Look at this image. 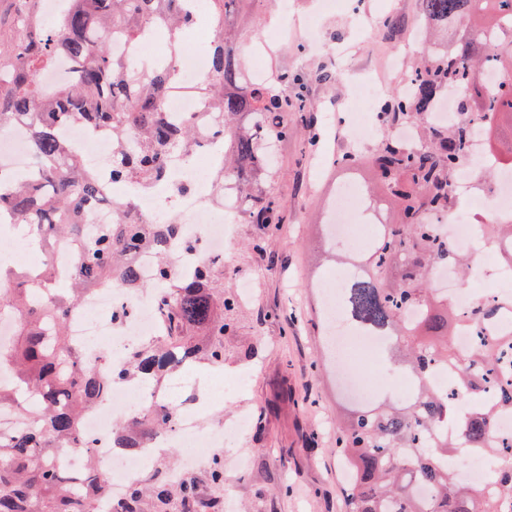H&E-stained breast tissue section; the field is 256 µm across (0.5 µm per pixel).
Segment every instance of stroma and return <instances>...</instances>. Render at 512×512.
<instances>
[{
	"label": "stroma",
	"mask_w": 512,
	"mask_h": 512,
	"mask_svg": "<svg viewBox=\"0 0 512 512\" xmlns=\"http://www.w3.org/2000/svg\"><path fill=\"white\" fill-rule=\"evenodd\" d=\"M235 0L224 18L228 48L250 70L251 52L263 46L268 75L298 77L312 109L292 112L296 132L276 145V164L261 189L279 204L280 225L252 224L238 215L232 224L224 289L247 284L233 329L224 333V375L241 378L237 392L215 402L204 364L186 370L206 426L246 413L241 437L224 442L226 498L215 499L206 471L196 472L202 496L217 512H343L347 478L336 456L339 394L336 372L322 356L323 339L312 328L321 314L319 283L332 278L329 259L339 248L325 238L326 207L348 176H374L371 156L384 137L376 130L358 139L340 133L333 118L347 107L349 83L371 75L397 92L427 45L415 34L420 0H359L318 11L317 0ZM333 73L330 81L321 80ZM356 153L354 171L329 166L317 175L318 156Z\"/></svg>",
	"instance_id": "35a3bbf8"
}]
</instances>
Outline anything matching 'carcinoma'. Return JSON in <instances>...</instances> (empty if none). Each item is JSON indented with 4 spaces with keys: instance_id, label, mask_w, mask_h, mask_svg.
I'll use <instances>...</instances> for the list:
<instances>
[{
    "instance_id": "carcinoma-1",
    "label": "carcinoma",
    "mask_w": 512,
    "mask_h": 512,
    "mask_svg": "<svg viewBox=\"0 0 512 512\" xmlns=\"http://www.w3.org/2000/svg\"><path fill=\"white\" fill-rule=\"evenodd\" d=\"M41 2L0 0V131L25 121L39 167L36 182L0 190V216L11 214L12 223L30 234L44 254L59 238H67L74 265L68 296L54 287L50 264L0 272V312L16 321L12 343L0 347V364L13 371V383L0 385V410L9 409L23 420L19 426L0 421V512H99L98 503L109 497V490L92 463L94 440L81 430L80 421L104 398L112 380L101 378L73 343L68 331L73 310L95 290L114 284L156 291L169 336L143 341L114 370L118 379L153 385L176 358L224 367V330L238 301L224 293L220 262L200 266L190 278H177L165 246L178 225L140 224L130 217L132 197L108 194V180L127 178L136 193L163 174L167 154L186 155L194 146L192 129L174 126L165 116V93L175 71L163 67L142 77L115 55L112 36L136 40L148 29L161 30L177 50L185 51V33L198 23L200 0H61L50 18L43 15ZM507 13L512 14V0H421L427 24L464 20L463 36L447 53L417 66L411 93L391 95L382 113L386 126L416 124L421 140L409 147L385 139L371 159L379 183L368 191V200L394 199L399 223L380 225L363 265L336 258L352 270L340 304L356 331L390 339L386 359L411 374L413 387L400 402L377 392L369 404L350 407L336 423V454L349 480L345 512H499V499L512 500V440L498 445L489 440L498 404L479 400L465 409L426 381L432 364L452 367L459 387L476 395L480 383L494 376L495 365L512 353V335L457 352L453 339L459 315L429 285L430 271L445 258H455L463 271L468 267L430 216L451 206L450 184L475 128L504 119L512 123V39L490 48L477 38ZM216 25L208 48L211 78L197 87V94L224 116V172L235 182L243 212L254 224H276L272 198L249 188L273 169L270 144L295 132L283 114L300 112L304 104L289 93L294 77L243 89L238 60L224 48V22L218 19ZM61 57L68 58L74 78L62 87L43 86L40 74ZM480 71L498 79L495 96L470 94ZM446 87L462 91L458 108L482 124L427 125L428 102ZM75 121L111 133L120 155L109 178L86 173L79 155L63 140L62 129ZM93 201L111 206L115 223L102 225L88 239L84 219ZM487 236L511 264L512 224H490ZM136 247L157 254L155 277L147 285L137 279L130 261ZM499 315L497 306L485 304L472 321L486 324ZM175 419L174 408L158 406L124 421L115 429L117 441L122 448H145L154 431L172 427ZM448 421L457 424L472 448L495 459L494 491L461 481L448 467V457L460 450L440 435ZM60 448L84 455L87 468L79 480L57 465ZM208 476L212 487L224 485L223 459L213 457ZM418 484L428 487V501L417 495ZM201 504L198 481L184 475L158 480L151 489L139 480L129 484L116 512H197Z\"/></svg>"
}]
</instances>
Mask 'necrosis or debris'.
Returning <instances> with one entry per match:
<instances>
[{"label":"necrosis or debris","mask_w":512,"mask_h":512,"mask_svg":"<svg viewBox=\"0 0 512 512\" xmlns=\"http://www.w3.org/2000/svg\"><path fill=\"white\" fill-rule=\"evenodd\" d=\"M117 56L136 63L143 75H150L160 65L176 67L179 79L166 91V116L176 123L194 122L198 139L206 154L195 162H184L182 155H171L166 173L158 187L141 191L131 215L143 224L170 221L178 224L179 233L169 244L174 271L186 277L193 274L203 260L224 255L223 223L233 220L238 213L234 201L232 180L217 183L216 171L224 163V153L214 132L222 124L220 113L211 109L195 94L199 83L210 75L205 58L188 53L177 55L169 44L158 41L157 32H147L135 41L119 40L114 44ZM65 140L82 157L87 170L106 174L116 158V146L109 132H90L85 124L74 122L63 131ZM489 155L482 140L471 143L460 163L461 174L451 187V193L468 202L465 220L447 222L443 214L432 221L447 224L457 253L467 255L472 262L473 278L493 273L499 282L496 290L480 296L463 291L458 284L455 263L439 266L433 274L436 293L448 298L460 314L455 344L459 352L472 349L477 337L501 336L512 330V314L499 323L473 328L470 318L478 303H499L512 296V265L501 260L486 261L487 241L483 229L488 224L512 223V169L502 165L494 184L479 189L471 178L475 168L487 165ZM35 164L29 128L24 124L12 126L0 133V177L14 180L26 176ZM363 207L360 188L352 182L343 184L332 201L329 220L334 239L350 242L360 234L358 217ZM194 241L195 251L183 248L185 241ZM345 273H338L335 281L322 283L326 317L336 335L338 349L354 354H369L376 341L369 336H351L335 307L337 288L345 284ZM164 334L163 321L156 295L133 293L122 287L106 288L92 293L72 313L70 335L81 350H89L115 339L122 340L124 348H136L142 341ZM159 392L147 385L115 383L96 408L86 413L82 426L95 440L93 454L97 470L109 486L111 502H120L127 485L138 480L144 470L149 450L128 451L117 447L112 437L110 422L114 413L135 416L145 409L161 404ZM173 429L156 437L154 447L169 448L174 442L188 447L185 465L204 470L220 450L221 430L204 428L199 413L188 403H178Z\"/></svg>","instance_id":"4bbe7bcc"}]
</instances>
